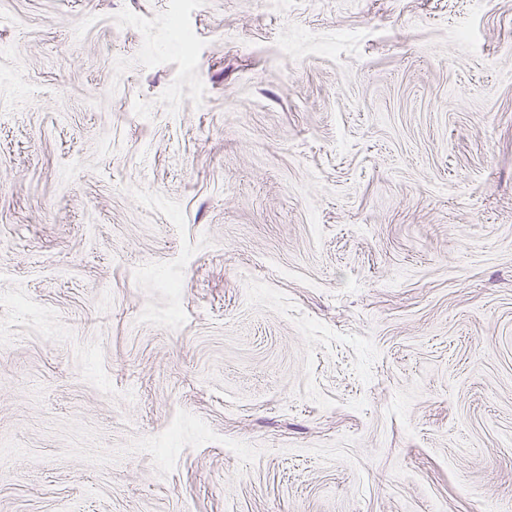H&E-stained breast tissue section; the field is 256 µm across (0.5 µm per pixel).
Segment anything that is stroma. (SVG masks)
Wrapping results in <instances>:
<instances>
[{
	"mask_svg": "<svg viewBox=\"0 0 512 512\" xmlns=\"http://www.w3.org/2000/svg\"><path fill=\"white\" fill-rule=\"evenodd\" d=\"M0 512H512V0H0Z\"/></svg>",
	"mask_w": 512,
	"mask_h": 512,
	"instance_id": "35a3bbf8",
	"label": "stroma"
}]
</instances>
